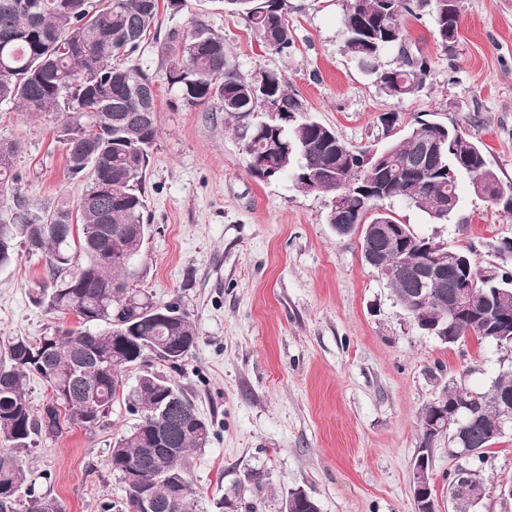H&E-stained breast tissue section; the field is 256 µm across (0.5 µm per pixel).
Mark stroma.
<instances>
[{
	"label": "stroma",
	"mask_w": 512,
	"mask_h": 512,
	"mask_svg": "<svg viewBox=\"0 0 512 512\" xmlns=\"http://www.w3.org/2000/svg\"><path fill=\"white\" fill-rule=\"evenodd\" d=\"M293 39L288 51L267 47L242 15L221 0H185L160 8L158 33L139 56L149 72L161 67L157 42L193 21L222 35L241 73H281L311 115L355 147H383L393 138L382 116L400 127L434 115L464 126L484 147L503 185L512 186V0H459L452 48L436 39L429 9L408 31L429 63L422 88L404 98L380 93L347 52L342 18L347 0H287ZM160 135L151 154L145 195L152 235L138 287L163 305L180 300L198 338L180 370L158 359L167 376L212 424L206 448L190 458L205 512L247 474L264 475L249 499L257 512H279L283 496L301 489L321 512H414L412 461L421 443L422 409L450 383L487 391L512 371V347L468 337L446 346L421 334L397 303L387 279L362 259L361 235H337L326 221L330 198L308 193L287 177L263 181L219 101L184 104L159 84ZM54 118H24L0 107V138L22 141L14 193L31 212L77 201L83 181L68 178ZM384 211L416 234L448 245H473L479 269L507 266L498 249L512 240V217L461 181L459 207L432 223L400 199ZM43 261L18 245L0 270V339L36 338L76 326L73 314L36 301ZM137 421L116 398L100 426L64 423L60 434L34 437L25 466L38 492L65 512H97L102 500L121 502L123 485L107 466L109 448ZM437 512H455L449 470L470 466L447 437L432 446ZM483 476L491 488L475 512H512L497 487L512 482V429L486 451Z\"/></svg>",
	"instance_id": "1"
}]
</instances>
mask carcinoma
Instances as JSON below:
<instances>
[{
  "label": "carcinoma",
  "mask_w": 512,
  "mask_h": 512,
  "mask_svg": "<svg viewBox=\"0 0 512 512\" xmlns=\"http://www.w3.org/2000/svg\"><path fill=\"white\" fill-rule=\"evenodd\" d=\"M225 2L266 46L277 52L291 47L286 0ZM425 6L431 7L442 46H448V39L457 38L460 19L458 9L448 11V0H349L343 19L347 52L371 68L376 86L389 97L413 94L428 71L407 31L408 17ZM158 13L159 0H0V106L26 117L61 118L54 133L66 152L67 172L85 182L78 214L66 202L46 217L31 213L13 193L21 143L0 139V269L13 264L17 244H26L45 264L47 282L39 302L79 320L76 328L58 327L35 340L12 336L4 345L0 492L22 494L11 512H20L22 505L26 512H43V501L51 499L36 492V478L23 465L21 452L30 448L32 436L57 433L62 420L97 427L124 390L122 372L135 366L141 371L126 402L139 420L114 441L107 457L124 484L121 510L142 512L126 479L133 469L136 483L151 490L160 505L169 504L170 482L185 485L183 503L167 512H203L190 456L210 442L212 425L180 388L143 369L152 356L179 368L196 346L197 327L179 301L159 306L134 287L144 276L139 260L151 236L143 183L159 136L156 95H147L156 88L157 75L142 68L138 55ZM160 48L168 86L189 106L220 101L246 155L265 152L273 178L290 174L306 192L313 186L319 193L345 194L344 207L328 211V223L373 221L365 208L371 198L358 190L371 163L336 155L334 145L322 139L324 124L308 115L284 76L272 71L259 78L243 76L224 38L198 20L183 38L168 34ZM387 50L397 52L398 66H382L380 57ZM80 70L82 80L77 78ZM270 99L288 119L266 106ZM437 137L443 146L432 153L428 144ZM384 151L388 155L376 177L379 196L406 199L435 223L446 221L439 206L459 193L460 178L482 169L489 188L501 184L483 149L457 124L418 116ZM371 246L395 297L420 289L430 316L448 318L440 289L419 288L418 278L400 266L386 242L375 240ZM466 276L486 309L497 312V294L512 286V274L482 272L471 262ZM449 335L512 346V335L489 332L475 317L457 323ZM114 336L131 340L119 346ZM32 374L51 391L40 409L26 393ZM501 392H512V372L500 375L485 393L469 395L458 383L448 388L450 402L471 397L478 413L471 427L474 439H482L494 425L493 407ZM465 479L486 485L472 466L448 472L450 486Z\"/></svg>",
  "instance_id": "carcinoma-1"
}]
</instances>
